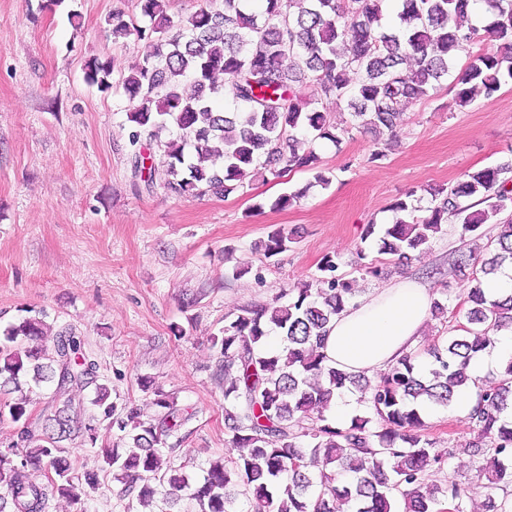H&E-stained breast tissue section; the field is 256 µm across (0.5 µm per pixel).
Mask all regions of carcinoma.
Wrapping results in <instances>:
<instances>
[{"label": "carcinoma", "instance_id": "obj_1", "mask_svg": "<svg viewBox=\"0 0 512 512\" xmlns=\"http://www.w3.org/2000/svg\"><path fill=\"white\" fill-rule=\"evenodd\" d=\"M494 16L491 33L507 52L469 56L461 76L458 105L491 98L512 82V0H399L400 23H383L384 0H201L189 17L167 13L166 0H138L149 27L117 11L108 18L115 37L154 38L152 50L134 64L122 85L132 103L128 139L132 167L146 186L155 167L140 149L143 134L158 138L179 131L167 145L164 188L176 196L229 194L241 187L247 170L275 177L308 167L317 183L333 174L318 167L312 144L334 143L322 112L298 92L308 82L314 97L347 104L354 126L365 132H394L403 106L430 98L448 76L455 58L469 52L479 30L463 26L478 2ZM109 62L88 63L86 81L109 87ZM428 205L414 193L391 205L392 223L364 226L362 240L375 236L378 251L400 263L427 245L442 225L472 233L500 225L480 267L467 275L470 287L459 322L440 344L414 351L378 374L374 383L326 363L320 352L329 325L357 298L349 281L323 258L316 285L282 292L272 302L224 316L221 334L210 338L216 352V379L224 393V442L232 450L201 468L202 476L176 464L169 443L191 418L176 396L155 378H136L153 413L112 401L110 386L82 350L71 328L55 333L39 315L11 324L0 334V380L19 396L6 404L19 425L17 439L0 449V512H49L54 496L82 506L99 490V474L120 483L125 512H464L465 491L454 481L432 487L427 470L443 466L418 403L446 410L472 381L468 368L497 335L512 329V294L489 299L486 276L512 262V164L465 174L451 187H433ZM298 189L268 201L270 208L297 203ZM476 198L485 205L463 204ZM293 243L292 231L276 227L259 241L267 258ZM279 339L275 351L266 348ZM48 383L59 405L48 418L50 432L29 428L28 381ZM360 393L366 408L346 424L326 412L336 395ZM107 423L118 444L97 453L98 468L79 473L61 442L84 430L96 444V428L82 424L86 405ZM469 419L477 432L465 449L477 458L478 487L487 512H508L497 491L512 485V358L495 380L478 386ZM187 501L189 509H180Z\"/></svg>", "mask_w": 512, "mask_h": 512}]
</instances>
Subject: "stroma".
<instances>
[{
	"label": "stroma",
	"mask_w": 512,
	"mask_h": 512,
	"mask_svg": "<svg viewBox=\"0 0 512 512\" xmlns=\"http://www.w3.org/2000/svg\"><path fill=\"white\" fill-rule=\"evenodd\" d=\"M115 10L140 15L137 0H63L53 8L45 0H0V330L38 311L52 330L73 328L118 403L143 407L136 378L150 375L193 412L175 443L177 461L226 457L224 395L209 344L225 313L312 281L327 255L359 294L407 272L457 312L468 282L454 260L462 252L483 258L498 225L473 234L444 225L402 267L362 241V229L390 223L391 204L409 191L449 187L511 160L512 82L460 107L454 79H444L433 97L408 105L385 158L375 162L374 136L353 127L342 103L322 98L318 108L337 139L313 148L336 174L331 185L295 170L282 180L247 175L226 196L177 197L164 187L166 156L156 142H142L156 169L153 189L136 185L132 174L121 79L150 42L113 37L106 19ZM95 58L118 64L108 90L85 81ZM301 187L308 193L300 204L267 207ZM274 225L296 230L297 240L268 259L254 244ZM239 261L251 274L234 275ZM364 261L382 276L361 271ZM431 431L437 449L457 453L429 471L428 483L456 481L467 492L465 512H484L476 463L464 449L475 434L467 415L441 412Z\"/></svg>",
	"instance_id": "obj_1"
}]
</instances>
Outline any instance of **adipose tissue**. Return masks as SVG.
<instances>
[{
    "label": "adipose tissue",
    "instance_id": "obj_1",
    "mask_svg": "<svg viewBox=\"0 0 512 512\" xmlns=\"http://www.w3.org/2000/svg\"><path fill=\"white\" fill-rule=\"evenodd\" d=\"M427 285L404 276L374 289L334 319L324 352L337 369L376 376L415 347L429 316Z\"/></svg>",
    "mask_w": 512,
    "mask_h": 512
}]
</instances>
